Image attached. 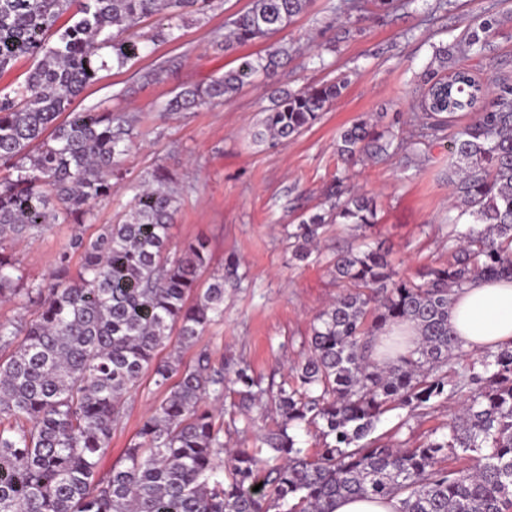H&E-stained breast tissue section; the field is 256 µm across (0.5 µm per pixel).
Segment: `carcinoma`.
<instances>
[{"instance_id": "obj_1", "label": "carcinoma", "mask_w": 512, "mask_h": 512, "mask_svg": "<svg viewBox=\"0 0 512 512\" xmlns=\"http://www.w3.org/2000/svg\"><path fill=\"white\" fill-rule=\"evenodd\" d=\"M212 0H0V75L21 57L34 60L24 84L0 90V302L38 305L29 322H0V512H333L340 498H399L398 512H512V347L476 361L448 324L454 297L473 277L512 278V84L481 83L457 69V82L431 72L420 89L421 116L406 131L378 132L364 119L341 128V162L325 191L328 207L288 233L293 259L307 261L327 224L363 229L377 223L373 197L349 184L365 160L407 159L448 143L453 195L448 263L407 277L379 249L338 250L327 269L342 286L311 327L308 349L272 400L280 422L257 447L223 464L224 434L237 430L205 404L212 392L238 397L239 410L261 400L257 380L232 373L202 350L191 365L181 350L224 317V276L200 282L209 265L204 242L171 252L179 198L171 177L155 171L129 185L122 221L87 237L79 230L92 204L112 196L120 159L135 138V119L107 110L76 112L74 99L98 72L141 57L131 33L142 19L204 14ZM307 0H251L231 23L224 51L291 24ZM66 24L57 26L64 15ZM499 25L487 13L465 44L482 55ZM242 56L234 69L181 88L164 111L185 112L235 95L255 79H272L279 56ZM346 81L275 98L256 138L288 140L312 127ZM482 111L451 132L454 114ZM78 226L47 283L27 281L3 244L35 238L50 224ZM80 255L77 273L71 256ZM416 325L417 346L395 361L372 357L377 333ZM178 346L164 359L171 336ZM453 371L455 383L448 381ZM167 396L146 416L137 441L104 472L112 427L145 374ZM179 377L169 386L173 377ZM463 396L448 437L414 448L369 438L392 405L428 409ZM319 428L321 448L304 453L294 429ZM477 453L451 469L448 458ZM259 490H254L255 486Z\"/></svg>"}]
</instances>
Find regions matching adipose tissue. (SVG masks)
Returning a JSON list of instances; mask_svg holds the SVG:
<instances>
[{"label": "adipose tissue", "mask_w": 512, "mask_h": 512, "mask_svg": "<svg viewBox=\"0 0 512 512\" xmlns=\"http://www.w3.org/2000/svg\"><path fill=\"white\" fill-rule=\"evenodd\" d=\"M448 323L462 348L473 353L512 343V281L474 279L456 295Z\"/></svg>", "instance_id": "adipose-tissue-1"}]
</instances>
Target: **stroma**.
<instances>
[{"mask_svg":"<svg viewBox=\"0 0 512 512\" xmlns=\"http://www.w3.org/2000/svg\"><path fill=\"white\" fill-rule=\"evenodd\" d=\"M339 0H309L304 13L279 33L238 51L222 42L234 16L250 0H213L206 14L177 22L157 14L137 33L149 46L126 68L99 71L74 100L73 109L98 108L134 116L139 136L123 156L126 180L160 169L179 191L171 226L173 248L197 240L211 256L205 277L237 265L224 282V317L210 325L195 346L182 352L192 364L200 350L215 363L249 367L262 387L278 385L307 349L314 318L336 297L339 287L324 263L295 266L286 234L289 225L320 209L322 190L336 174V132L370 118L378 130L409 126L418 111L417 90L439 46H447L449 66L466 68L479 82L512 78V0H414L385 10L364 0L361 12H338ZM500 24L484 55L457 49L482 13ZM171 27L170 41L151 45L152 34ZM284 47L288 57L270 85H245L230 99L193 112H166L163 104L181 87L205 83L236 65L238 55ZM343 77L348 85L322 118L295 139L273 144L255 139L275 90L298 91ZM375 196L378 224L358 231L343 225L323 229V245L381 246L399 271L413 273L448 260V150L436 146L426 158L405 163L393 155L357 166L352 179ZM73 228L50 225L41 237L9 242L30 280L53 273ZM167 395L143 377L112 430L104 467L117 462L134 441L149 409ZM455 400L440 398L419 412L394 406L373 431L384 441L409 448L448 434Z\"/></svg>","mask_w":512,"mask_h":512,"instance_id":"obj_1","label":"stroma"}]
</instances>
